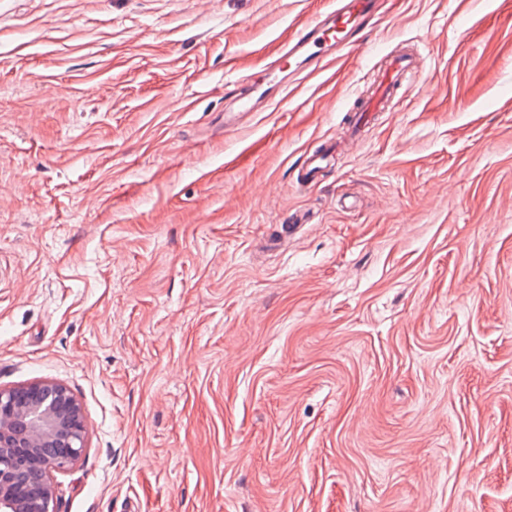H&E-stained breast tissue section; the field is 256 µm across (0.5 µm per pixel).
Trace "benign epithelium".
I'll use <instances>...</instances> for the list:
<instances>
[{
	"label": "benign epithelium",
	"instance_id": "1",
	"mask_svg": "<svg viewBox=\"0 0 512 512\" xmlns=\"http://www.w3.org/2000/svg\"><path fill=\"white\" fill-rule=\"evenodd\" d=\"M81 406L63 384L0 389V512H55L53 475L84 451Z\"/></svg>",
	"mask_w": 512,
	"mask_h": 512
}]
</instances>
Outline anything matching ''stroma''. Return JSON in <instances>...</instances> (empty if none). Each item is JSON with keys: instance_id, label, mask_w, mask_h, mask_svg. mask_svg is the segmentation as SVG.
Returning a JSON list of instances; mask_svg holds the SVG:
<instances>
[{"instance_id": "35a3bbf8", "label": "stroma", "mask_w": 512, "mask_h": 512, "mask_svg": "<svg viewBox=\"0 0 512 512\" xmlns=\"http://www.w3.org/2000/svg\"><path fill=\"white\" fill-rule=\"evenodd\" d=\"M333 7L0 0V388L82 407L57 512H512V0H390L236 116ZM415 70L412 57L405 54L392 55L387 66L375 74L366 94L359 98L355 112H359L353 124L358 133L379 115L393 112L391 104L394 91L403 83L405 76ZM335 155L336 141L333 139L326 140L317 150L307 153L298 167L299 183L306 187L315 185L322 170Z\"/></svg>"}]
</instances>
